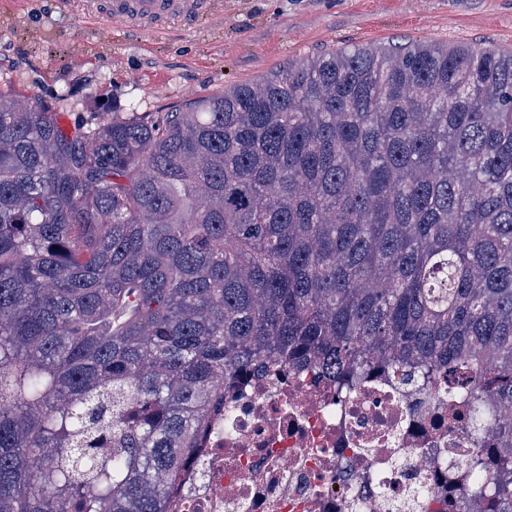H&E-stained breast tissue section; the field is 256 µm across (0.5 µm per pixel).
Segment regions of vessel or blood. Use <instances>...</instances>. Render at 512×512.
<instances>
[{
    "label": "vessel or blood",
    "mask_w": 512,
    "mask_h": 512,
    "mask_svg": "<svg viewBox=\"0 0 512 512\" xmlns=\"http://www.w3.org/2000/svg\"><path fill=\"white\" fill-rule=\"evenodd\" d=\"M209 0H107L105 11L114 19L158 23L174 19L194 24L207 10Z\"/></svg>",
    "instance_id": "1"
}]
</instances>
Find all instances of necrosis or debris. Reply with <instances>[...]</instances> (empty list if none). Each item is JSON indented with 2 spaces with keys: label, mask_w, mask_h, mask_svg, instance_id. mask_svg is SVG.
I'll use <instances>...</instances> for the list:
<instances>
[{
  "label": "necrosis or debris",
  "mask_w": 512,
  "mask_h": 512,
  "mask_svg": "<svg viewBox=\"0 0 512 512\" xmlns=\"http://www.w3.org/2000/svg\"><path fill=\"white\" fill-rule=\"evenodd\" d=\"M370 374L348 393L304 374L246 378L202 434L172 512H418L448 482L428 466L471 455L465 407Z\"/></svg>",
  "instance_id": "necrosis-or-debris-1"
}]
</instances>
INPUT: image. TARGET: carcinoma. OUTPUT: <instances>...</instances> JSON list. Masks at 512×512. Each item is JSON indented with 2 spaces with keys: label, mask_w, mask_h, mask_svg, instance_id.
Returning <instances> with one entry per match:
<instances>
[{
  "label": "carcinoma",
  "mask_w": 512,
  "mask_h": 512,
  "mask_svg": "<svg viewBox=\"0 0 512 512\" xmlns=\"http://www.w3.org/2000/svg\"><path fill=\"white\" fill-rule=\"evenodd\" d=\"M468 407L512 512V52L356 46L68 126L0 90V512H172L241 375Z\"/></svg>",
  "instance_id": "cac0c4a2"
}]
</instances>
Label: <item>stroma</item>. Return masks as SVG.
<instances>
[{"label":"stroma","mask_w":512,"mask_h":512,"mask_svg":"<svg viewBox=\"0 0 512 512\" xmlns=\"http://www.w3.org/2000/svg\"><path fill=\"white\" fill-rule=\"evenodd\" d=\"M433 41L512 51V0H215L191 29L94 15L88 0H0V90L70 124L169 112L288 62Z\"/></svg>","instance_id":"1"}]
</instances>
